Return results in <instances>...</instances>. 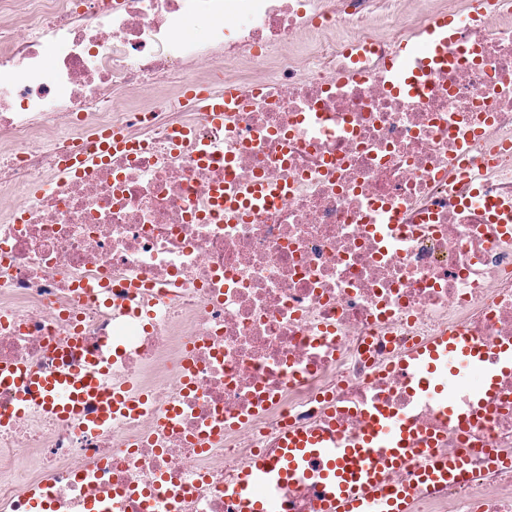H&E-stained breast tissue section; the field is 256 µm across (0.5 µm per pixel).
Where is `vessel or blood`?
<instances>
[{
    "instance_id": "1",
    "label": "vessel or blood",
    "mask_w": 512,
    "mask_h": 512,
    "mask_svg": "<svg viewBox=\"0 0 512 512\" xmlns=\"http://www.w3.org/2000/svg\"><path fill=\"white\" fill-rule=\"evenodd\" d=\"M189 97L203 101L206 119L216 124L224 119L225 104L238 99L239 91L228 84L223 92L193 90ZM73 351L70 345L58 349V366L50 373L0 366V386L15 391L18 412L35 406L58 419L78 417L84 428L92 431L109 424L116 414L140 413L139 403L125 389L106 387L94 363L69 367L67 360ZM487 360L483 342L457 332L418 347L403 357L399 366L417 377L418 398L438 399L450 421L466 424L483 415L495 392L497 370H489ZM457 362L480 378L463 407L447 389ZM414 438L411 425L382 411L371 416L360 434L343 441L332 432L287 428L272 453L257 455L225 485L224 496L233 512H288L276 491L302 481L317 488L313 512H411L410 490L386 484L388 470L405 466L415 455L421 460L420 478L425 482L445 483L465 471L464 458L444 461L431 448L410 450Z\"/></svg>"
}]
</instances>
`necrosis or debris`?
<instances>
[{"label":"necrosis or debris","instance_id":"obj_1","mask_svg":"<svg viewBox=\"0 0 512 512\" xmlns=\"http://www.w3.org/2000/svg\"><path fill=\"white\" fill-rule=\"evenodd\" d=\"M224 83L215 126L184 90ZM111 128L136 150L65 174ZM257 183L284 199H217ZM452 331L512 345V0H0V364L75 339L147 399L90 432L0 387V512H231L281 427L379 408L469 459L390 471L411 512H512V370L462 429L397 365ZM425 444L429 445L431 448H413V452L421 460L419 471L422 481L445 483L466 472L463 457L448 459V462L443 461L435 453V448H433L435 441L426 440Z\"/></svg>","mask_w":512,"mask_h":512}]
</instances>
